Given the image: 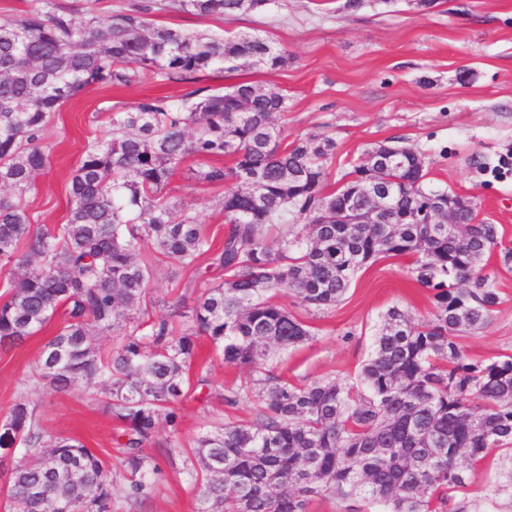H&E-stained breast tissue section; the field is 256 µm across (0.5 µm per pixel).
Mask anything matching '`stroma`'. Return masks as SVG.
Instances as JSON below:
<instances>
[{
    "instance_id": "stroma-1",
    "label": "stroma",
    "mask_w": 512,
    "mask_h": 512,
    "mask_svg": "<svg viewBox=\"0 0 512 512\" xmlns=\"http://www.w3.org/2000/svg\"><path fill=\"white\" fill-rule=\"evenodd\" d=\"M345 0H277L260 13L233 18H200L174 9L151 14L155 25L191 31L261 35L286 53L283 66L199 73L197 84L219 89L241 81L279 88L289 110L278 118L288 138L329 128L336 140V163L329 180L337 182L348 160L375 144L399 140L422 154L425 180L461 196L474 197L476 219L498 225L500 247L487 270L500 293L490 324L461 337L470 359L512 353V169L500 171L512 155V0H372L357 12ZM189 85L161 75L123 88H98L64 103L46 130L52 145L47 166L28 195L39 223H64L68 188L87 142L107 138L112 107L130 108L146 95L178 96ZM173 201L197 215L214 245L224 242V216L217 201L223 187L196 183L179 171L168 187ZM404 257L378 259L362 269L344 301L317 312L281 291L273 303L304 321L312 332L305 344L280 351L267 370L298 384L315 379L350 380L367 358L375 330L388 308L397 306L414 318H431V293L422 288ZM208 287L206 280L167 260H155L151 288L141 304L146 316L169 318L175 328L187 320L178 302L193 306ZM49 320L24 342L0 347V418L18 399L34 408L47 437H72L93 449L112 470V512H199L189 476V450L195 437L228 422L255 419L248 398L224 401L247 377L245 367L225 365L201 341L189 370L204 376L206 389L187 395L180 405V425H159L154 442L144 448L152 485L149 498L132 502L116 446L118 426L102 411L97 387L77 385L54 392L29 378L43 346L60 328ZM495 460L475 467L467 487L457 494L468 512H512V496L496 491Z\"/></svg>"
}]
</instances>
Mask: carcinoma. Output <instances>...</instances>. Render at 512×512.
Masks as SVG:
<instances>
[{"instance_id": "obj_1", "label": "carcinoma", "mask_w": 512, "mask_h": 512, "mask_svg": "<svg viewBox=\"0 0 512 512\" xmlns=\"http://www.w3.org/2000/svg\"><path fill=\"white\" fill-rule=\"evenodd\" d=\"M274 0H135L101 21L74 8L31 9L0 20V347L34 335L55 315L56 336L33 381L62 391L79 381L101 389L103 412L120 428L116 444L132 494L146 498L143 447L164 423L177 431L191 388L197 340L252 378L225 397L253 395L256 420L199 433L190 448L200 512H306L310 497L364 501L382 512H465L454 505L468 474L458 466L502 459L500 490L512 492V354L469 359L458 338L485 328L500 303L485 256L495 224H412L436 188L408 163L413 149L390 143L401 161L380 170L391 190L389 224L321 222L320 211L361 208L348 189L368 167L365 149L328 190L336 141L327 130L286 143L276 114L288 98L239 82L173 99L144 96L112 115L109 138L87 145L70 181L63 224L33 231L27 195L49 160L45 132L65 102L95 87H125L159 74L190 81L208 69L281 66L284 52L256 34L224 38L147 15L173 5L198 17L261 12ZM230 165L188 168L197 182L234 187L218 207L224 243L215 248L198 217L166 196L190 158ZM276 232L278 250L267 238ZM183 269L224 272L190 309L177 334L166 318L136 309L153 277L139 246ZM412 258L417 283L434 291L432 318L416 322L393 306L382 317L356 377L290 383L265 370L273 349L307 342V325L271 303L279 289L324 310L342 301L357 273L379 257ZM112 332L102 353L93 330ZM32 448L11 472L12 512H111V471L72 438L47 440L34 409L17 400L0 422V450Z\"/></svg>"}]
</instances>
